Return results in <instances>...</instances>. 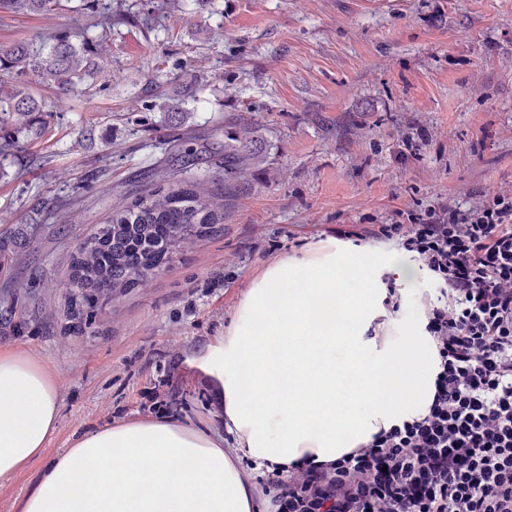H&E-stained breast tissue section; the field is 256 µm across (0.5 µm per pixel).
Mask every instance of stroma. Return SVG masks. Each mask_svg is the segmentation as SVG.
<instances>
[{
  "label": "stroma",
  "instance_id": "stroma-1",
  "mask_svg": "<svg viewBox=\"0 0 512 512\" xmlns=\"http://www.w3.org/2000/svg\"><path fill=\"white\" fill-rule=\"evenodd\" d=\"M107 63L85 96L33 80L47 132L0 164V348L60 376V425L42 457L0 481V512L40 481L81 433L143 417L177 397L194 425L214 423L209 378L192 353L223 335L271 261L325 231L390 223L395 210L483 204L512 186V0H121ZM0 13V46L70 25ZM159 76L181 126L142 107ZM261 127L264 165L224 205L221 232L195 240L144 286L94 305L67 332L70 258L98 224L155 183L208 173L224 190V135ZM428 139L404 157L418 130ZM193 137V156L172 143ZM82 201L59 209L56 198Z\"/></svg>",
  "mask_w": 512,
  "mask_h": 512
}]
</instances>
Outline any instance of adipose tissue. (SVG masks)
Returning <instances> with one entry per match:
<instances>
[{"label": "adipose tissue", "mask_w": 512, "mask_h": 512, "mask_svg": "<svg viewBox=\"0 0 512 512\" xmlns=\"http://www.w3.org/2000/svg\"><path fill=\"white\" fill-rule=\"evenodd\" d=\"M417 262L392 251L320 244L265 266L223 336L195 358L216 383L222 428L160 417L78 437L21 512H259L239 455L285 468L336 462L373 434L424 416L437 355L419 320L389 312L385 278L407 291ZM385 333L373 334L374 324ZM59 378L0 349V480L37 459L59 421Z\"/></svg>", "instance_id": "obj_1"}]
</instances>
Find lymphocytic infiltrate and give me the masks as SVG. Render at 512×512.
Returning <instances> with one entry per match:
<instances>
[{
  "label": "lymphocytic infiltrate",
  "mask_w": 512,
  "mask_h": 512,
  "mask_svg": "<svg viewBox=\"0 0 512 512\" xmlns=\"http://www.w3.org/2000/svg\"><path fill=\"white\" fill-rule=\"evenodd\" d=\"M332 234L395 242L430 273L435 392L423 417L336 463L257 476L268 512H512V190Z\"/></svg>",
  "instance_id": "obj_1"
}]
</instances>
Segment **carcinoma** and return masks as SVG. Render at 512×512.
<instances>
[{
    "label": "carcinoma",
    "instance_id": "1",
    "mask_svg": "<svg viewBox=\"0 0 512 512\" xmlns=\"http://www.w3.org/2000/svg\"><path fill=\"white\" fill-rule=\"evenodd\" d=\"M71 0H0V12L51 15ZM74 24L36 46L21 40L0 48V158L23 148L22 138L44 126L50 111L29 88L27 77L53 83L70 95L97 79L100 52L112 37V0H77ZM259 126L242 122L224 141L221 202L198 190L203 180L154 184L80 243L65 287L88 304L136 288L156 275L194 239L224 223L226 194L244 187L261 162Z\"/></svg>",
    "mask_w": 512,
    "mask_h": 512
}]
</instances>
